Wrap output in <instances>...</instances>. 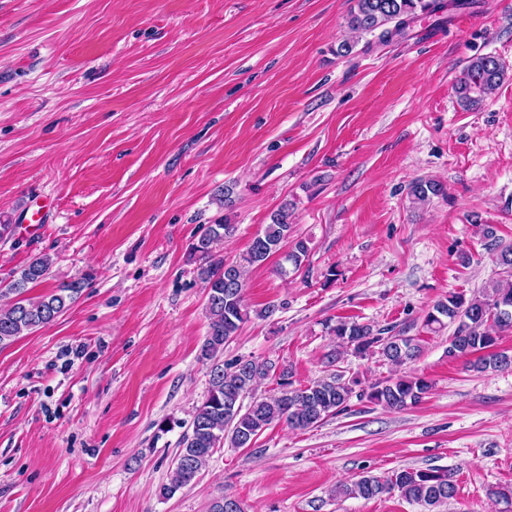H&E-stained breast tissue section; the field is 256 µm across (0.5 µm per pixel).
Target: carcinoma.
<instances>
[{"mask_svg":"<svg viewBox=\"0 0 512 512\" xmlns=\"http://www.w3.org/2000/svg\"><path fill=\"white\" fill-rule=\"evenodd\" d=\"M475 5L476 0H356L350 11L349 27L359 34H372L377 43L385 45L408 36L411 25L421 16L434 17L443 24L451 20L454 12ZM503 76L504 66L496 57L472 59L456 85L461 105L468 109L478 106L497 88ZM410 194L416 202L425 203L433 196L445 194V189L438 182L417 181L410 186ZM293 208L292 203L283 202L271 214L263 233L252 240L246 253L236 261L226 262L216 251V245L234 230V225L224 219L210 225L208 233L190 248V258L197 263L198 276L207 292L208 330L200 359L210 364V386L182 435L168 482L160 488L164 498L194 484L219 448H251L257 437L274 423L283 421L293 429L305 430L348 410L354 389L343 375L334 374L295 388L286 369L276 378L273 393L254 397L245 405L244 398L260 381L271 377L273 366L254 359L239 358L227 365L220 361L224 346L249 319L243 293L246 269L263 263L288 242L293 232ZM307 255L306 242L296 239L284 261L298 271ZM50 265L49 257H38L11 281L8 291L17 299L0 312V343L53 323L73 300V294L83 287L81 282L70 283L50 295L23 297L27 285L40 281ZM447 321L456 324L448 342V357L488 350L490 354L477 358L471 368L483 372L512 365V359L491 352L497 344L498 332L512 329L511 283L497 281L482 295L469 300L450 293L427 312L424 325L434 331ZM331 332L340 344L353 347L356 353L377 352L395 367L406 365L421 352L411 336L385 337L372 325L355 320H338ZM431 388V382L422 376L390 377L375 382L359 397L397 410L420 402ZM394 492L422 506V512H440L456 496L457 484L454 473L443 468L404 469L388 476L366 472L357 480L338 486L335 495L372 499Z\"/></svg>","mask_w":512,"mask_h":512,"instance_id":"carcinoma-1","label":"carcinoma"}]
</instances>
